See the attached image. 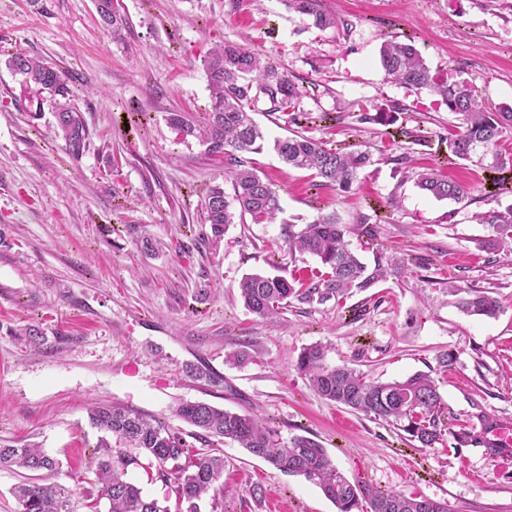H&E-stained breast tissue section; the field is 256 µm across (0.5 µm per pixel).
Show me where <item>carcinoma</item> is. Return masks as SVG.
<instances>
[{"label":"carcinoma","mask_w":512,"mask_h":512,"mask_svg":"<svg viewBox=\"0 0 512 512\" xmlns=\"http://www.w3.org/2000/svg\"><path fill=\"white\" fill-rule=\"evenodd\" d=\"M288 10L310 17L315 27H339L340 21L324 8L321 0H283ZM102 21L119 33L126 25L113 0H97ZM385 75L409 87L427 88L436 93L448 111L461 117L462 130L448 138V150L462 160L471 158L477 147L501 145L506 131L512 130V107L490 112L478 94L462 82H449L433 74L412 40L386 39L379 50ZM212 96L210 112L201 124L187 120L181 113L169 116V123L185 136L200 137L211 154H222L230 162L232 196L224 187L209 189L204 209L211 239L220 240L234 223V210L248 214L256 222L274 219L279 210L276 190L264 181L244 158L261 151L263 134L245 105L258 95H266L274 112L297 111L302 90L288 71L253 50L234 43L215 48L204 61ZM6 66L21 77L20 85L50 95L55 109L57 129L66 150L77 160L82 157L89 132L81 112L69 105L72 90L66 76L52 66L25 54H15ZM375 114L364 119L384 125L397 107L373 106ZM274 150L288 165L314 172L320 185H334L350 191L360 171L371 163L368 152L350 146L328 147L301 133L274 141ZM417 186L437 200L460 201L469 189L428 170L417 175ZM478 223L492 229L482 246L512 254V206L489 210L476 216ZM347 229L334 215L320 216L300 230L288 229L285 239L290 253L317 258L323 268L318 280L297 290L285 278L269 274H247L238 284L244 307L256 316L273 319L291 297L300 302L324 303L353 291L373 287L383 276L377 263L368 268L350 249ZM449 292L458 297L460 309L472 316L495 317L498 300L490 292L471 284L453 285ZM327 349L321 344L304 348L298 369L308 377L313 390L323 399L348 407L376 420L391 422L424 447L442 438L440 417L442 398L434 380L417 373L404 380L380 382L345 364L327 363ZM191 376L208 386L219 387L224 377L203 365L189 369ZM176 415L196 428L195 438L208 443L213 438L230 440L250 454L262 458L291 475H299L317 485L337 512H448L445 501L407 497L393 490H378L350 482L340 473L327 451L306 436H294L285 442L280 432L256 412L238 413L216 408L204 402H183ZM95 428L112 435V442L101 444L104 454L98 462L97 491L77 496L70 487L53 482L49 476L58 462L41 448L0 446V467H17L47 478L28 480L14 488L21 512H98L101 500H107L108 512H200L207 493L218 496L223 487L224 456L202 448L192 450L181 433L158 420L117 405L95 406L89 411ZM151 470V476L169 488L164 501L150 498L127 479L131 467Z\"/></svg>","instance_id":"obj_1"}]
</instances>
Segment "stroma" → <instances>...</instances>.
<instances>
[{
	"instance_id": "stroma-1",
	"label": "stroma",
	"mask_w": 512,
	"mask_h": 512,
	"mask_svg": "<svg viewBox=\"0 0 512 512\" xmlns=\"http://www.w3.org/2000/svg\"><path fill=\"white\" fill-rule=\"evenodd\" d=\"M117 2L127 21L118 41L95 0H0V443L44 448L61 464L56 481L84 492L105 437L88 421L91 406L119 404L178 428L174 408L202 401L261 410L283 439H315L351 482L444 501L450 512H512V463L463 437L481 412L512 422V257L479 248L492 230L474 220L512 204V168L482 148L452 156L459 116L428 90L386 79L379 61L384 38L412 36L432 71L453 74L489 108L512 106V0H323L344 32L314 27L282 0ZM227 42L271 56L304 94L297 124L266 96L253 101L266 142L251 160L280 209L270 223L244 217L214 244L204 199L225 185L227 160L167 116L202 120L211 108L204 61ZM16 53L67 74L89 130L80 159L57 135L54 112L22 94L5 65ZM383 102L398 105L395 122H365ZM297 129L370 153L351 193L313 188L309 171L281 160L274 139ZM426 167L467 185L468 197L421 191ZM321 214L336 215L351 249L382 262L386 278L338 302L289 299L274 319L250 313L237 289L245 274L314 282L317 259L281 243ZM138 227L154 251L137 246ZM452 282L492 292L498 316L463 313ZM29 327L43 345L31 344ZM313 343L327 346L329 364L372 380L429 374L443 401L442 440L422 447L317 395L296 366ZM448 353L456 363L446 370ZM201 362L222 386L189 376ZM220 449L224 490L201 512H336L304 478L237 444Z\"/></svg>"
}]
</instances>
